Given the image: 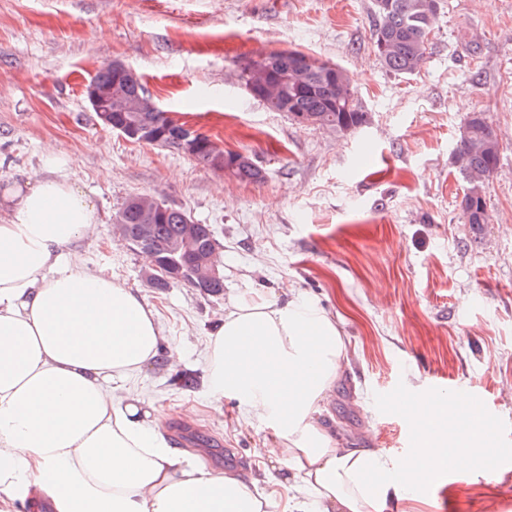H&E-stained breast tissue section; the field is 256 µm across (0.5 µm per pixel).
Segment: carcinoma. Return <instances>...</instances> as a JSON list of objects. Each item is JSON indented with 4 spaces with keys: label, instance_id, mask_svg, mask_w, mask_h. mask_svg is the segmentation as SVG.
<instances>
[{
    "label": "carcinoma",
    "instance_id": "obj_1",
    "mask_svg": "<svg viewBox=\"0 0 512 512\" xmlns=\"http://www.w3.org/2000/svg\"><path fill=\"white\" fill-rule=\"evenodd\" d=\"M371 40L381 65L398 75H412L426 64L431 50V22L441 8L440 0H373ZM241 76L251 94L274 112H284L297 125H309L336 133H352L368 122V113L358 105L356 90L346 71L332 76L326 64H317L299 51L273 54L272 69L260 74L253 62L241 67ZM97 89L111 87L119 92L112 97V122L122 126L140 121L152 126L145 143L175 147L178 127L170 113L154 109L144 83L120 62L105 65L92 79ZM197 145L191 157L199 164L217 170L224 156L228 174L240 182L259 183L263 169L249 156L220 149L208 135L196 132ZM501 140L497 128L482 112H475L461 126L453 159L467 188L461 200L465 222L481 229L490 216L486 188L498 170ZM146 198L135 196L115 214L119 237L132 250L149 248L160 270L148 278L151 287L163 291L188 285L200 292L219 296L224 280L202 283L195 275L191 257L179 249L185 226L191 217L182 209L152 201L145 212ZM216 245L209 224L197 225L192 251L209 252Z\"/></svg>",
    "mask_w": 512,
    "mask_h": 512
}]
</instances>
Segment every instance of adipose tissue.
<instances>
[{"label":"adipose tissue","mask_w":512,"mask_h":512,"mask_svg":"<svg viewBox=\"0 0 512 512\" xmlns=\"http://www.w3.org/2000/svg\"><path fill=\"white\" fill-rule=\"evenodd\" d=\"M43 168L45 178L0 195V499L27 500L32 512H271L273 494L199 450L171 447L144 400L117 396L159 356L156 313L84 265L77 247L95 208L69 159L46 153ZM344 354L322 308L260 293L236 301L208 341L211 396L235 399L270 430L269 482L305 492L282 512H372L388 494L413 497L407 472L427 483L440 464L435 433L447 410L438 400L405 402L422 431L409 458L337 445L317 414ZM448 441L468 475L491 435L474 415Z\"/></svg>","instance_id":"ef3b65f1"}]
</instances>
